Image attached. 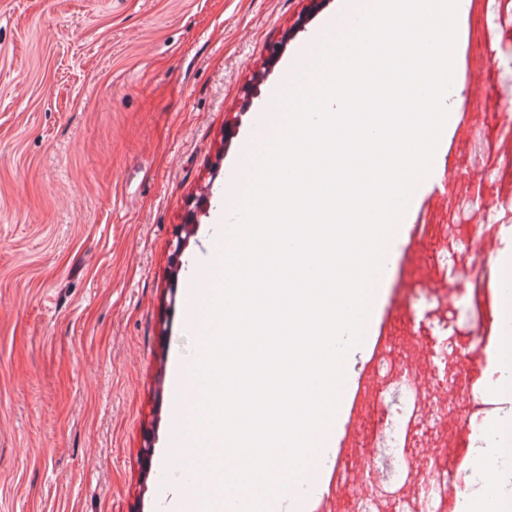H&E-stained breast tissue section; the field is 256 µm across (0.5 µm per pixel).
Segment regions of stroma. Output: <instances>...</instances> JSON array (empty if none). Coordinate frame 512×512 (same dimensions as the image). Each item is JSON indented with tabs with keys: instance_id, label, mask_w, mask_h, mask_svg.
Returning <instances> with one entry per match:
<instances>
[{
	"instance_id": "35a3bbf8",
	"label": "stroma",
	"mask_w": 512,
	"mask_h": 512,
	"mask_svg": "<svg viewBox=\"0 0 512 512\" xmlns=\"http://www.w3.org/2000/svg\"><path fill=\"white\" fill-rule=\"evenodd\" d=\"M341 3L0 0V512H163L157 475L193 458L169 387L196 356L186 308L224 187ZM458 36L451 175L417 224L512 202V139L484 121L489 87L512 82V7L468 0ZM428 306L406 277L374 316L417 369Z\"/></svg>"
}]
</instances>
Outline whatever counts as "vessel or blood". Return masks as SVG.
Masks as SVG:
<instances>
[{
	"label": "vessel or blood",
	"instance_id": "vessel-or-blood-1",
	"mask_svg": "<svg viewBox=\"0 0 512 512\" xmlns=\"http://www.w3.org/2000/svg\"><path fill=\"white\" fill-rule=\"evenodd\" d=\"M364 0H353L352 4L346 5L339 10L325 26L326 31L337 36L345 35L354 26L358 18L365 12ZM294 85L293 77H286L282 90H279L277 99L269 100L256 115L254 132L252 136L240 146L242 162L237 169L236 177L232 182L231 191H239L243 183L248 180L254 172V162L259 152L279 135L285 113L282 103L288 89Z\"/></svg>",
	"mask_w": 512,
	"mask_h": 512
}]
</instances>
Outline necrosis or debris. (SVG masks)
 Wrapping results in <instances>:
<instances>
[{
    "instance_id": "1",
    "label": "necrosis or debris",
    "mask_w": 512,
    "mask_h": 512,
    "mask_svg": "<svg viewBox=\"0 0 512 512\" xmlns=\"http://www.w3.org/2000/svg\"><path fill=\"white\" fill-rule=\"evenodd\" d=\"M483 236L480 224H438L431 229L434 272L417 271V286L432 296L436 278L463 277L462 291L473 317L458 326L447 320L449 306L440 303L428 310L437 326L434 335L421 339L431 355L430 368L423 374L397 356L389 338L380 339L369 363L364 400L372 406L373 430L361 441L358 453L381 459L385 468L379 475L368 470L359 476L351 464L335 467L337 485L351 489V512H461V493L467 486L496 484L502 472H512V448L504 450L493 470L483 473L455 461L442 460L430 469L418 462L435 452L437 420L460 415L464 433L478 444L484 424L512 406V392L500 395L494 390L507 373L489 358L501 335L484 327L490 291L475 274ZM473 353L483 355L484 361L465 383L459 366ZM408 484L417 487L416 495L404 493Z\"/></svg>"
}]
</instances>
